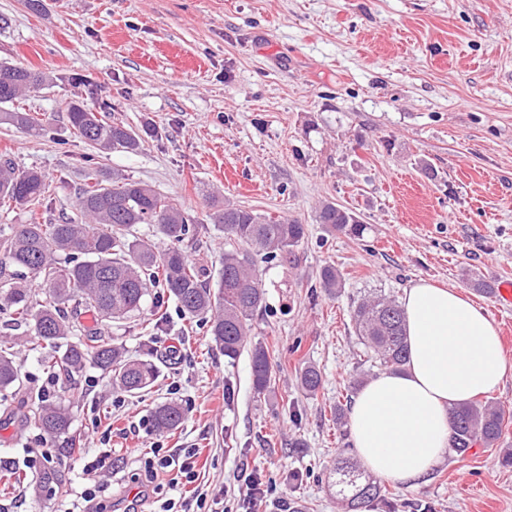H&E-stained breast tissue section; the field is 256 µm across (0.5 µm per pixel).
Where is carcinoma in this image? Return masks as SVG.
Instances as JSON below:
<instances>
[{
    "label": "carcinoma",
    "instance_id": "obj_1",
    "mask_svg": "<svg viewBox=\"0 0 512 512\" xmlns=\"http://www.w3.org/2000/svg\"><path fill=\"white\" fill-rule=\"evenodd\" d=\"M42 84L37 71L1 63L0 122L41 134V120L16 110L14 103ZM66 112L74 134L97 150L134 153L143 147L137 132L108 121L83 103H68ZM86 180L77 217L58 224L0 227V323L22 331L0 344V396L23 391L19 360L23 348L40 351L45 368L67 382L95 368L117 392L148 391L159 377L158 365L150 358L126 356L110 332L113 322L142 309L149 288L156 285L166 288L184 319L206 323L207 333L225 357L234 360L250 349L254 391L268 392L275 374L273 358L266 346L250 339V321L264 304L256 258L267 263L288 258L306 237V225L229 202L214 206L208 214L210 223L244 249L224 251L222 268L212 285L207 270L174 246L198 232L181 203L122 175L100 179L92 165L87 167ZM46 192L42 172L19 170L10 160H0V207L40 205ZM318 223L330 234L354 239L363 237L366 230L353 211L332 202L321 205ZM137 224L151 225L153 237L132 234ZM319 287L330 296L342 287L336 267L322 269ZM82 316L91 324L81 323ZM353 319L375 362L390 371L401 370L408 355L401 304L391 296H368L355 306ZM299 380L308 395L316 394L323 383L321 372L312 365L302 368ZM79 400L68 390L56 396L30 394L16 414L56 447L74 448L78 440L72 431L73 408ZM185 416L184 407L175 402L157 404L150 411L158 433L179 429ZM507 416L512 412L494 401L455 408L449 447L459 455L475 445L500 447ZM336 475L340 494L352 512H360L387 492L363 475L351 458L337 463Z\"/></svg>",
    "mask_w": 512,
    "mask_h": 512
}]
</instances>
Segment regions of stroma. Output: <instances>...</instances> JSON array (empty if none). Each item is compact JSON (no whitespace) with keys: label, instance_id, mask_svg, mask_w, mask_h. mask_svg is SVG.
<instances>
[{"label":"stroma","instance_id":"stroma-1","mask_svg":"<svg viewBox=\"0 0 512 512\" xmlns=\"http://www.w3.org/2000/svg\"><path fill=\"white\" fill-rule=\"evenodd\" d=\"M1 61L47 77L17 102L44 135L0 123V155L41 170L49 189L46 206L0 210V225L76 215L94 155L67 121L77 100L145 133L141 151L96 155L99 167L182 203L200 226L181 248L210 274L232 247L206 220L212 199L308 227L290 260L258 265L266 305L251 336L279 365L266 395L253 391L249 354L225 358L163 289L113 325L130 357L172 345L181 358L143 397L93 369L79 378L74 433L85 448L111 436L104 512H153L170 498L169 474L144 471L159 443L198 449L199 490L225 512H244L246 471L274 486L278 512H348L328 477L350 455L331 409L357 374L380 372L352 318L369 294L399 299L421 280L456 288L512 357V308L465 284L512 280V0H0ZM325 202L351 209L363 237L328 234ZM328 265L343 280L332 297L319 286ZM307 365L323 376L313 396L299 389ZM167 400L186 416L160 436L149 415ZM12 409L0 400V501L59 512L81 465L55 449L62 480L46 495L16 466L37 431ZM500 449L447 452L418 486L387 482L366 512H512Z\"/></svg>","mask_w":512,"mask_h":512}]
</instances>
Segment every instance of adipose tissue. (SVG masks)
<instances>
[{"mask_svg":"<svg viewBox=\"0 0 512 512\" xmlns=\"http://www.w3.org/2000/svg\"><path fill=\"white\" fill-rule=\"evenodd\" d=\"M409 359L355 396L349 430L362 464L402 485L423 480L448 449L450 412L512 376L485 310L456 289L422 280L402 299Z\"/></svg>","mask_w":512,"mask_h":512,"instance_id":"adipose-tissue-1","label":"adipose tissue"}]
</instances>
